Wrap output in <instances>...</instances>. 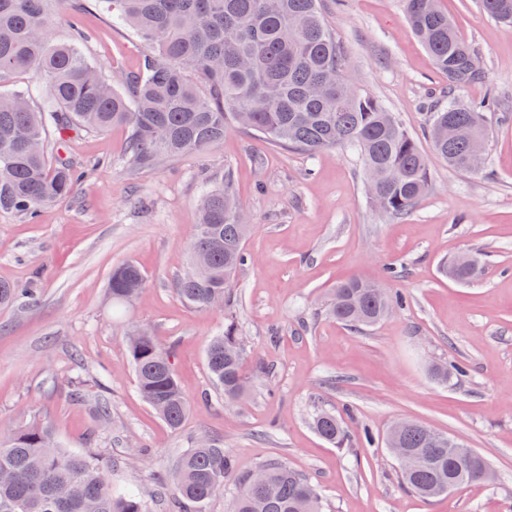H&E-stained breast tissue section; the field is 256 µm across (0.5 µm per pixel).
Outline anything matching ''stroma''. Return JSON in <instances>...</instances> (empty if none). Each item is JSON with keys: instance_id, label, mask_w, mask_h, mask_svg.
<instances>
[{"instance_id": "1", "label": "stroma", "mask_w": 512, "mask_h": 512, "mask_svg": "<svg viewBox=\"0 0 512 512\" xmlns=\"http://www.w3.org/2000/svg\"><path fill=\"white\" fill-rule=\"evenodd\" d=\"M480 56L484 83L457 90L470 103L495 92L486 164L464 173L438 157L426 129L448 81L410 30L400 0H325V18L347 48L346 73L381 99L417 136L430 191L403 219L367 201L356 155L309 156L268 145L233 126L223 142L133 173L125 126L83 130L65 148L88 176L37 223L0 213V282H30V302L0 308V429L50 423L61 446L101 450L113 487L152 494L154 475L207 436L223 444L237 473L278 459L317 482L325 512H512V27L476 0H440ZM87 52L108 73H136L150 49L91 8ZM233 175L251 224L250 257L231 308L248 364L268 365L248 395L225 404L205 359L224 328L220 311L176 294L188 265L197 202L213 174ZM481 255L482 275L461 285L444 267ZM134 261L147 285L122 315L108 282ZM359 275L402 294L403 309L355 330L325 312L331 288ZM138 327L170 349L190 403L171 429L142 399L126 334ZM464 365L448 383L433 365ZM81 398H74V391ZM111 418L99 423L98 404ZM335 413L346 447L312 427ZM399 419L448 433L483 455L491 481L431 501L402 490L383 439Z\"/></svg>"}]
</instances>
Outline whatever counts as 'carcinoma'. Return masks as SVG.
Returning a JSON list of instances; mask_svg holds the SVG:
<instances>
[{"label": "carcinoma", "instance_id": "1", "mask_svg": "<svg viewBox=\"0 0 512 512\" xmlns=\"http://www.w3.org/2000/svg\"><path fill=\"white\" fill-rule=\"evenodd\" d=\"M65 0H0V82L37 70L44 88L19 86L0 93V211L28 221L69 197L87 177L56 144L84 129L100 132L115 124L129 131L125 161L145 171L185 155L200 153L224 140L231 125L255 132L276 147L314 155L332 148L356 154L362 162L369 202L402 218L416 210L430 186L428 161L416 137L395 113L344 74L345 52L327 25L321 0H96L112 25L123 26L147 43L153 54L143 70L119 79L107 77L84 50L80 19L70 20L73 35L56 40L51 29ZM415 35L448 78V101L434 107L428 127L434 152L461 172L478 167L471 159L469 136L487 138L486 116L495 96L464 104L455 91L485 81L476 51L458 33L438 0H401ZM480 8L512 25V0H479ZM460 135L448 139V125ZM249 225L237 200L231 173L214 176L199 202L190 242L195 278H181L176 293L186 304L213 309L234 302L235 277L247 261L244 243ZM477 272L448 263V278L469 283ZM145 285L141 268L128 262L115 267L108 294L124 307ZM352 276L333 289L328 313L362 329L403 307L405 298ZM36 289L0 283V305L31 300ZM237 322L224 320V331L206 347L213 385L230 404L242 385L262 375L247 372ZM137 390L173 429L189 410L174 372L171 352L146 332L128 339ZM325 441L342 445L345 430L335 414L312 420ZM411 460L399 467L409 492L434 498L452 482L460 489L487 482L484 458L462 464L448 447L435 443V430L410 422L399 437ZM267 479L253 483L236 476L224 446L198 440L176 458L171 476L158 478V494L170 512L201 507L235 479L238 493L232 512H323L317 487L287 465L264 463ZM108 460L95 452H74L57 443L45 424H18L0 433V512H150L138 490H118L107 478Z\"/></svg>", "mask_w": 512, "mask_h": 512}]
</instances>
